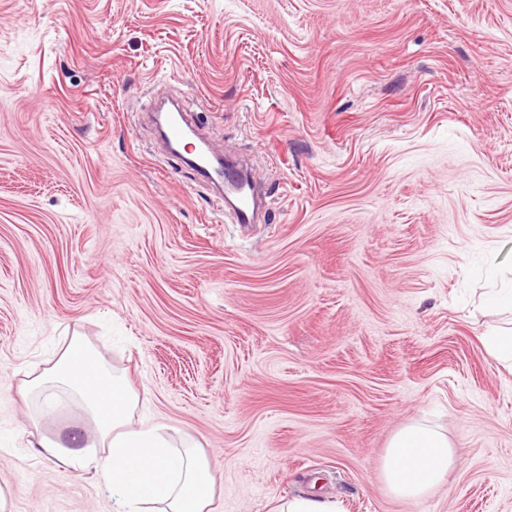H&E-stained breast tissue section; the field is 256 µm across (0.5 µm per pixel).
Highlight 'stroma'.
I'll use <instances>...</instances> for the list:
<instances>
[{
    "label": "stroma",
    "mask_w": 512,
    "mask_h": 512,
    "mask_svg": "<svg viewBox=\"0 0 512 512\" xmlns=\"http://www.w3.org/2000/svg\"><path fill=\"white\" fill-rule=\"evenodd\" d=\"M174 89L249 161L235 223L146 113ZM512 0H0V490L113 512L36 447L25 371L82 336L135 418L203 451L214 512H512ZM455 450L424 501L380 460L413 422ZM271 512H341L336 502L312 499H291L280 501Z\"/></svg>",
    "instance_id": "35a3bbf8"
}]
</instances>
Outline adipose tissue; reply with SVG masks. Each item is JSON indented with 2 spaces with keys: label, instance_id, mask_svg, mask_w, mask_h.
<instances>
[{
  "label": "adipose tissue",
  "instance_id": "obj_1",
  "mask_svg": "<svg viewBox=\"0 0 512 512\" xmlns=\"http://www.w3.org/2000/svg\"><path fill=\"white\" fill-rule=\"evenodd\" d=\"M21 390L40 417L53 415L63 394L81 404L92 439L46 437L40 446L63 466L100 476L114 512H212L215 479L201 450L173 445L165 425L135 421L138 394L82 337L37 363ZM453 462L445 435L413 423L392 438L381 474L396 498L418 502L444 481Z\"/></svg>",
  "mask_w": 512,
  "mask_h": 512
}]
</instances>
